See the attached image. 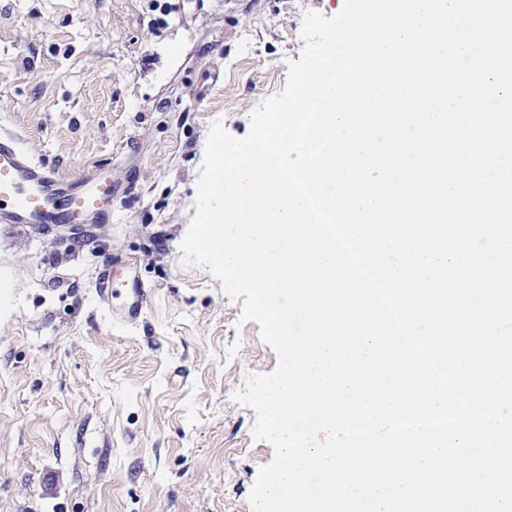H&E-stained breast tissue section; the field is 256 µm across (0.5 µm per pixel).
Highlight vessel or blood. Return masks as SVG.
I'll return each instance as SVG.
<instances>
[{"label":"vessel or blood","instance_id":"vessel-or-blood-1","mask_svg":"<svg viewBox=\"0 0 512 512\" xmlns=\"http://www.w3.org/2000/svg\"><path fill=\"white\" fill-rule=\"evenodd\" d=\"M115 187L105 170L77 179L36 162L18 144L14 133L0 132V223L21 224L38 231L65 227L85 232L87 225L112 221ZM123 286L115 269L101 275L97 293L111 303Z\"/></svg>","mask_w":512,"mask_h":512}]
</instances>
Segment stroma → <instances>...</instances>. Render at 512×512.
<instances>
[{
  "instance_id": "obj_1",
  "label": "stroma",
  "mask_w": 512,
  "mask_h": 512,
  "mask_svg": "<svg viewBox=\"0 0 512 512\" xmlns=\"http://www.w3.org/2000/svg\"><path fill=\"white\" fill-rule=\"evenodd\" d=\"M302 23L293 0H0V129L118 189L92 244L0 224V512H251L274 449L232 395L278 356L181 243L211 124L249 134ZM120 258L134 322L97 296Z\"/></svg>"
}]
</instances>
